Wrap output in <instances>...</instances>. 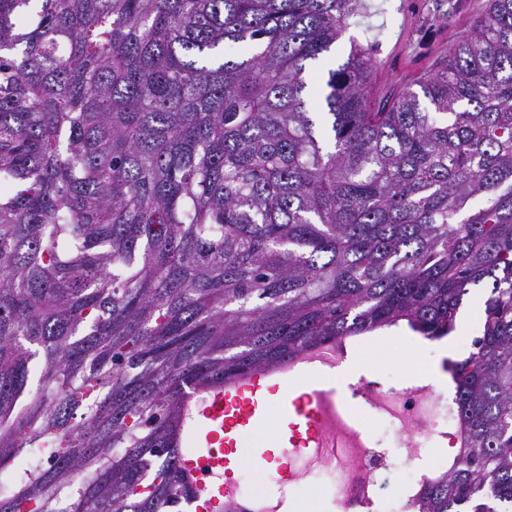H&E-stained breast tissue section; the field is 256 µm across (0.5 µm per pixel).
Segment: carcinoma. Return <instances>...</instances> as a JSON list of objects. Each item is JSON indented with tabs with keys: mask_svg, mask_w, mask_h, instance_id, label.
<instances>
[{
	"mask_svg": "<svg viewBox=\"0 0 512 512\" xmlns=\"http://www.w3.org/2000/svg\"><path fill=\"white\" fill-rule=\"evenodd\" d=\"M355 7L0 0V512H170L189 386L441 339L478 287L419 512H512V0L379 101L351 43L320 128Z\"/></svg>",
	"mask_w": 512,
	"mask_h": 512,
	"instance_id": "1",
	"label": "carcinoma"
}]
</instances>
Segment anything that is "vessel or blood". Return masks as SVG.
I'll list each match as a JSON object with an SVG mask.
<instances>
[{
    "instance_id": "vessel-or-blood-1",
    "label": "vessel or blood",
    "mask_w": 512,
    "mask_h": 512,
    "mask_svg": "<svg viewBox=\"0 0 512 512\" xmlns=\"http://www.w3.org/2000/svg\"><path fill=\"white\" fill-rule=\"evenodd\" d=\"M274 402L283 412L275 437L283 455L335 447L322 408L310 403L287 367L255 369L230 383L195 386L184 398L176 435L177 443L188 446L178 469L190 512H224L239 494L235 471L245 463L256 471L268 468L272 457L254 434L267 427L268 407Z\"/></svg>"
}]
</instances>
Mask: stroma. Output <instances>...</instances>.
I'll list each match as a JSON object with an SVG mask.
<instances>
[{"label":"stroma","instance_id":"35a3bbf8","mask_svg":"<svg viewBox=\"0 0 512 512\" xmlns=\"http://www.w3.org/2000/svg\"><path fill=\"white\" fill-rule=\"evenodd\" d=\"M487 0H357L358 9L348 21L346 35L328 53L323 68L343 62L351 41L368 48L374 61L370 85L376 98L393 95L414 86L426 77L436 63L471 30L482 14ZM454 329L441 340L424 339L402 343L382 332L372 350H365V336L348 341L352 350L361 352L362 361L373 369L380 388H401L409 376L403 362L433 369L465 358L473 339L484 323V293L474 290L460 309ZM355 414L376 433L382 447L388 448L391 467L382 488L383 495L400 492L409 476L404 451L397 447L386 426L368 411L362 399L353 402ZM235 477L241 489H252L275 497H284L290 512H326L327 490L320 466L308 468L303 479L283 484L273 473H254L243 468Z\"/></svg>","mask_w":512,"mask_h":512}]
</instances>
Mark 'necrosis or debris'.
Wrapping results in <instances>:
<instances>
[{
  "instance_id": "necrosis-or-debris-1",
  "label": "necrosis or debris",
  "mask_w": 512,
  "mask_h": 512,
  "mask_svg": "<svg viewBox=\"0 0 512 512\" xmlns=\"http://www.w3.org/2000/svg\"><path fill=\"white\" fill-rule=\"evenodd\" d=\"M354 393L364 399L370 413L383 419L406 450V461L414 479L393 502L378 499L379 479L387 463L369 426L352 411L348 400L336 402V441L340 462L325 468L331 487V512H414L413 502L420 487L440 474V460L458 448L461 428L452 397L428 389L407 387L380 390L364 382Z\"/></svg>"
}]
</instances>
